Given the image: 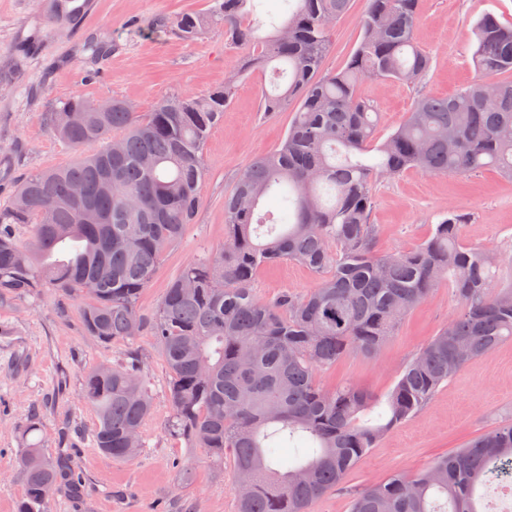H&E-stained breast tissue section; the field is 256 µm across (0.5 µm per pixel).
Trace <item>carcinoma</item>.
<instances>
[{
	"mask_svg": "<svg viewBox=\"0 0 512 512\" xmlns=\"http://www.w3.org/2000/svg\"><path fill=\"white\" fill-rule=\"evenodd\" d=\"M248 0H213L206 12L176 18L192 42L224 29L227 44H249L243 71L274 61L288 84L265 94L272 116L297 102L281 143L255 158L224 198V245L189 262L156 310L138 308L164 250L194 222L204 147L224 117L237 80L203 94L173 95L140 115L112 99L100 112L80 95L50 113L54 135L75 161L26 177L0 206V302L49 288L87 298L80 319L101 345L151 337L167 368L171 436L202 448L216 464L229 457L238 512H310L326 492L472 359L512 340V259L461 240L463 214L450 208L415 248L378 254L369 221L373 182L416 169L469 176L492 167L512 179V25L483 16L475 26L480 77L448 97L418 98L386 138L359 93L364 81L412 80L429 69L417 45L418 0H366L361 38L346 66L323 71L336 18L351 0H295L265 36L248 21ZM78 0H51L49 18L77 17ZM85 111L81 125L70 112ZM118 149L106 151L109 142ZM279 199L288 219L258 207ZM298 262L319 275L304 296L259 299L260 268ZM452 277L458 309L401 368L378 400L342 384L321 388L319 371L349 353L375 356L405 317ZM80 401L92 411L94 447L132 459L144 442L151 397L141 357L85 373ZM38 418L22 431L16 471L24 485L17 512H47L63 462L48 457ZM289 448L284 455L281 449ZM512 476V423L479 436L418 473L399 472L357 491L349 512H485L477 488Z\"/></svg>",
	"mask_w": 512,
	"mask_h": 512,
	"instance_id": "cac0c4a2",
	"label": "carcinoma"
}]
</instances>
